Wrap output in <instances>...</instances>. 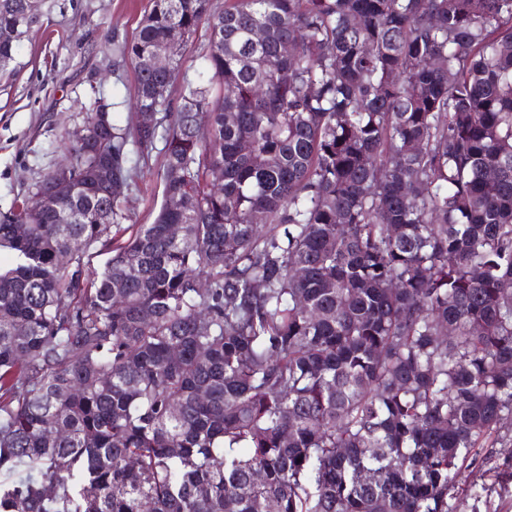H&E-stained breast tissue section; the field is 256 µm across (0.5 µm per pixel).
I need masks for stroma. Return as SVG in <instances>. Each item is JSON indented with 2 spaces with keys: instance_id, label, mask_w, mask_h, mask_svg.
Instances as JSON below:
<instances>
[{
  "instance_id": "obj_1",
  "label": "stroma",
  "mask_w": 512,
  "mask_h": 512,
  "mask_svg": "<svg viewBox=\"0 0 512 512\" xmlns=\"http://www.w3.org/2000/svg\"><path fill=\"white\" fill-rule=\"evenodd\" d=\"M151 0H41V18L0 70V210L27 192L62 158L61 143L94 100L118 125L137 121L136 73L113 50L133 39ZM210 40L200 26L167 92L168 111L182 104L185 82L203 83L201 56ZM163 202V152L154 149L125 192L133 224L153 223ZM448 512H512V429L450 473Z\"/></svg>"
}]
</instances>
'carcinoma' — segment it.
Listing matches in <instances>:
<instances>
[{
    "mask_svg": "<svg viewBox=\"0 0 512 512\" xmlns=\"http://www.w3.org/2000/svg\"><path fill=\"white\" fill-rule=\"evenodd\" d=\"M116 50L154 125L94 101L0 211V512H448L512 419V0H152ZM158 140L179 205L114 244L96 170ZM210 40V30L206 24H202L192 36L189 46L185 51L179 75L167 92V111L176 112L182 104L184 84L186 81L205 84L207 77L203 74V49Z\"/></svg>",
    "mask_w": 512,
    "mask_h": 512,
    "instance_id": "cac0c4a2",
    "label": "carcinoma"
}]
</instances>
